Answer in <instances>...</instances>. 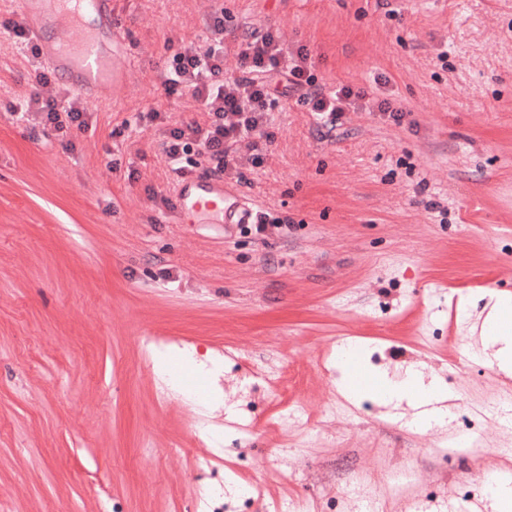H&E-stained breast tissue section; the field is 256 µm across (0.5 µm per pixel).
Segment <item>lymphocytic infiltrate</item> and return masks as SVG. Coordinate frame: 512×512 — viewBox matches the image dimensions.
Returning <instances> with one entry per match:
<instances>
[{
  "label": "lymphocytic infiltrate",
  "instance_id": "obj_1",
  "mask_svg": "<svg viewBox=\"0 0 512 512\" xmlns=\"http://www.w3.org/2000/svg\"><path fill=\"white\" fill-rule=\"evenodd\" d=\"M278 28L267 27L253 40L228 49L224 42V17L215 14L204 44L198 49L175 52L168 61L165 85L168 91L187 93L199 104L201 119L177 123L160 144L162 155L176 176L186 167L229 175L241 148L252 153L253 165H260L261 145L272 144L275 132L271 114L281 97L295 92L315 119L337 121L344 112L362 110L379 113L384 121L399 125L408 111L404 106L374 93L343 85L325 93L308 64L309 52L295 53L283 48ZM234 59L233 76H225L226 57ZM36 92L25 100L27 109L17 120L33 116L46 136L60 140L64 149L74 147L71 132L89 127L91 108L79 98L43 94L51 82L50 70L36 72Z\"/></svg>",
  "mask_w": 512,
  "mask_h": 512
}]
</instances>
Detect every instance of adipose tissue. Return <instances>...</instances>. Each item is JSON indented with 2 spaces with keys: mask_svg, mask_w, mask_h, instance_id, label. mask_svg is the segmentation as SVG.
I'll list each match as a JSON object with an SVG mask.
<instances>
[{
  "mask_svg": "<svg viewBox=\"0 0 512 512\" xmlns=\"http://www.w3.org/2000/svg\"><path fill=\"white\" fill-rule=\"evenodd\" d=\"M509 314H512V298L495 296L491 312L482 324V336L495 347L493 356L499 372L512 377V332L497 327L498 316ZM338 391L355 405L366 400L382 405L407 404L413 410L408 425L418 432L445 429L451 414L447 387L438 375L426 372L421 365L408 367L395 377L384 372H372L367 383L354 386L343 382L339 384Z\"/></svg>",
  "mask_w": 512,
  "mask_h": 512,
  "instance_id": "obj_1",
  "label": "adipose tissue"
}]
</instances>
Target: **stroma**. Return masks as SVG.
Masks as SVG:
<instances>
[{"mask_svg": "<svg viewBox=\"0 0 512 512\" xmlns=\"http://www.w3.org/2000/svg\"><path fill=\"white\" fill-rule=\"evenodd\" d=\"M218 9L236 41L277 23L325 88L410 111L331 130L281 102L263 163L241 151L224 179L293 219L263 242L177 223L164 128L135 123L197 116L167 93V59ZM115 20L134 64L72 152L12 120L31 50L0 32V512H483L482 473L512 449L497 407L512 381L471 331L483 282H512V0H118ZM350 338L388 375H439L449 432L347 402L334 361ZM173 343L179 376L222 358L209 407L158 376L152 349ZM281 360L276 399L257 368Z\"/></svg>", "mask_w": 512, "mask_h": 512, "instance_id": "obj_1", "label": "stroma"}]
</instances>
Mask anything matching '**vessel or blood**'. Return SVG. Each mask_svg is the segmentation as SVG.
<instances>
[{
	"label": "vessel or blood",
	"mask_w": 512,
	"mask_h": 512,
	"mask_svg": "<svg viewBox=\"0 0 512 512\" xmlns=\"http://www.w3.org/2000/svg\"><path fill=\"white\" fill-rule=\"evenodd\" d=\"M35 40L40 58L64 76L71 92L103 104L106 91L123 83L133 59L115 27V0H6ZM176 213L182 224H247L252 211L202 172L177 185Z\"/></svg>",
	"instance_id": "vessel-or-blood-1"
}]
</instances>
